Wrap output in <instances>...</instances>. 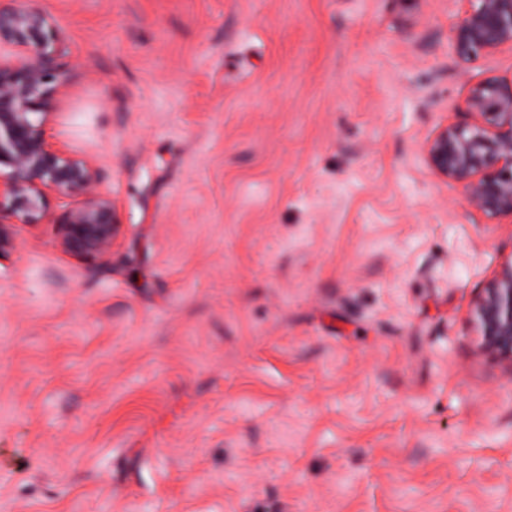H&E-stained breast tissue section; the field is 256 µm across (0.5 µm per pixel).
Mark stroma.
I'll return each instance as SVG.
<instances>
[{"label": "stroma", "mask_w": 512, "mask_h": 512, "mask_svg": "<svg viewBox=\"0 0 512 512\" xmlns=\"http://www.w3.org/2000/svg\"><path fill=\"white\" fill-rule=\"evenodd\" d=\"M39 7L121 231L0 258V512H512V225L423 152L512 52L454 0ZM463 2L462 16L454 28L450 47L462 61L483 53L512 52V0H454ZM471 315L482 348L512 362V255L499 264Z\"/></svg>", "instance_id": "1"}]
</instances>
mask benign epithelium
<instances>
[{"label":"benign epithelium","instance_id":"benign-epithelium-1","mask_svg":"<svg viewBox=\"0 0 512 512\" xmlns=\"http://www.w3.org/2000/svg\"><path fill=\"white\" fill-rule=\"evenodd\" d=\"M0 5V213L36 224L49 197L67 200L64 251L106 260L120 235L112 197L99 188L93 158L47 134L59 113L50 98L67 95L57 63L62 27L34 0ZM450 47L462 61L512 51V0H461ZM470 121L449 122L427 140L430 170L462 186L470 205L512 219V79L488 77L466 101ZM16 248L14 227L0 222V257ZM471 315L484 349L512 360V257L502 261Z\"/></svg>","mask_w":512,"mask_h":512}]
</instances>
